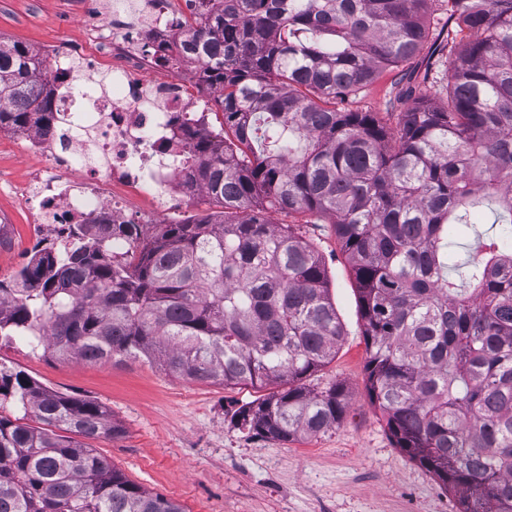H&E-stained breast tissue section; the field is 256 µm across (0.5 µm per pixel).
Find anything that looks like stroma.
I'll list each match as a JSON object with an SVG mask.
<instances>
[{
	"mask_svg": "<svg viewBox=\"0 0 512 512\" xmlns=\"http://www.w3.org/2000/svg\"><path fill=\"white\" fill-rule=\"evenodd\" d=\"M79 0H0V40L32 50L89 46ZM424 44L404 66L384 72L357 106L386 112L393 87L427 94L421 80L434 62ZM36 156L25 154L11 128L0 129V212L12 220L0 243V280L11 281L36 243L33 204L18 193ZM273 224H295L320 252L345 336L333 361L311 385L346 384L348 410L338 428L281 443L241 430L239 408L260 397L250 386L190 382L145 360L119 365L63 362L21 340L0 343V363L44 386L98 401L123 426L119 438L94 441L96 451L128 480L179 503L184 512H458L459 503L426 467L400 448L366 389L368 351L356 285L331 225L273 212Z\"/></svg>",
	"mask_w": 512,
	"mask_h": 512,
	"instance_id": "1",
	"label": "stroma"
}]
</instances>
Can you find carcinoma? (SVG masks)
<instances>
[{
  "mask_svg": "<svg viewBox=\"0 0 512 512\" xmlns=\"http://www.w3.org/2000/svg\"><path fill=\"white\" fill-rule=\"evenodd\" d=\"M448 3L450 59L431 95L389 124L344 106L416 55ZM186 49L218 93L219 132L191 172L218 210L192 222L87 224L59 257L36 243L0 282V340L46 339L59 360L144 357L199 383L274 387L239 428L279 442L340 426L341 383H307L345 336L318 251L267 212L332 225L354 276L367 391L396 444L460 512H512V254L477 235L476 208L512 235V0H187ZM43 69L0 42V128L51 118ZM132 251L112 256V234ZM0 512H184L127 480L86 441L120 437L99 403L0 364Z\"/></svg>",
  "mask_w": 512,
  "mask_h": 512,
  "instance_id": "1",
  "label": "carcinoma"
}]
</instances>
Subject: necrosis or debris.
Masks as SVG:
<instances>
[{"label":"necrosis or debris","instance_id":"necrosis-or-debris-1","mask_svg":"<svg viewBox=\"0 0 512 512\" xmlns=\"http://www.w3.org/2000/svg\"><path fill=\"white\" fill-rule=\"evenodd\" d=\"M93 48L42 50L56 82L53 116L25 136L43 157L21 187L36 202L34 232L65 224L162 223L188 209L201 188L190 135L208 133L210 102L182 73L189 30L183 0H83Z\"/></svg>","mask_w":512,"mask_h":512}]
</instances>
